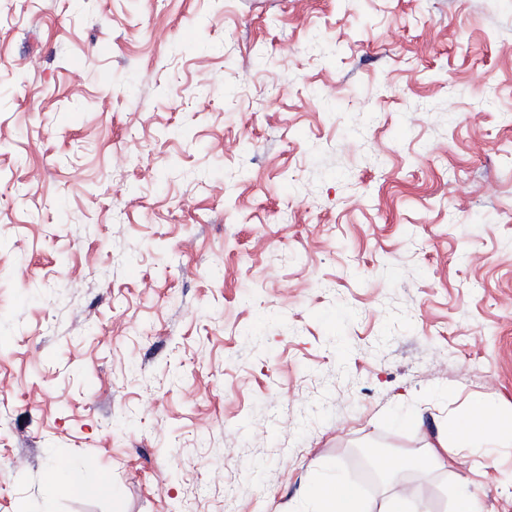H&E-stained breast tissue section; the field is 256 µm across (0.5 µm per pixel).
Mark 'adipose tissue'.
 <instances>
[{
    "instance_id": "ef3b65f1",
    "label": "adipose tissue",
    "mask_w": 512,
    "mask_h": 512,
    "mask_svg": "<svg viewBox=\"0 0 512 512\" xmlns=\"http://www.w3.org/2000/svg\"><path fill=\"white\" fill-rule=\"evenodd\" d=\"M507 434L512 435V415H490L486 398H472L468 419L440 428L418 465L427 473L448 469L464 449L476 447L489 437ZM306 493L318 501V512H364L365 494L353 483L316 480L308 485Z\"/></svg>"
}]
</instances>
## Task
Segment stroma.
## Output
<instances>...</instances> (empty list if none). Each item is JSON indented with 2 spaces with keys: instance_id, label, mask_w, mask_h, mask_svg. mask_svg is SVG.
Segmentation results:
<instances>
[{
  "instance_id": "obj_1",
  "label": "stroma",
  "mask_w": 512,
  "mask_h": 512,
  "mask_svg": "<svg viewBox=\"0 0 512 512\" xmlns=\"http://www.w3.org/2000/svg\"><path fill=\"white\" fill-rule=\"evenodd\" d=\"M512 0H0V512H512ZM106 476L108 493L49 472ZM488 410L486 398H472L469 403L468 419L454 425L447 424L438 430L435 441L427 444V450L418 462L420 469L426 473L448 470L464 449L476 448L492 436H512L511 413L491 416ZM308 497L319 503L317 512H364L365 494L362 488L354 483H327L313 481L306 488Z\"/></svg>"
}]
</instances>
